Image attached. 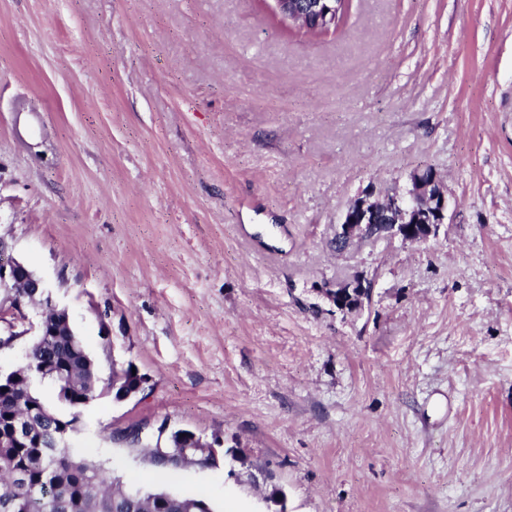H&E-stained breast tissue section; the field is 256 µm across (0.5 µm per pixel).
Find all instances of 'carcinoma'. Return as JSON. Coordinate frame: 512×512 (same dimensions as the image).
Masks as SVG:
<instances>
[{
    "mask_svg": "<svg viewBox=\"0 0 512 512\" xmlns=\"http://www.w3.org/2000/svg\"><path fill=\"white\" fill-rule=\"evenodd\" d=\"M25 298L17 288L0 285V313ZM36 339L26 352V363L0 377V436L9 435L13 424L36 413L52 416L65 425L78 422L79 409L95 396L94 377L98 367L82 340L61 331ZM42 372V379L54 391L45 400L35 389L30 370ZM140 377L132 365L112 366V392L123 399ZM72 410L66 419L54 404ZM213 512L201 495L126 489L117 477L102 467L75 455L69 446H54L48 435L38 434L20 442L0 441V512Z\"/></svg>",
    "mask_w": 512,
    "mask_h": 512,
    "instance_id": "cac0c4a2",
    "label": "carcinoma"
}]
</instances>
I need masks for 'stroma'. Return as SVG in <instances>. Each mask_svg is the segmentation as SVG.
I'll return each mask as SVG.
<instances>
[{
  "label": "stroma",
  "mask_w": 512,
  "mask_h": 512,
  "mask_svg": "<svg viewBox=\"0 0 512 512\" xmlns=\"http://www.w3.org/2000/svg\"><path fill=\"white\" fill-rule=\"evenodd\" d=\"M0 0V237L108 381L72 450L214 512H512V0ZM434 167L425 244L336 249ZM362 274L359 315L325 296ZM219 437L160 465L119 432ZM335 0H273V5L289 18L297 19L304 26L313 21L319 22L334 12ZM136 370V369H135ZM141 379L136 374L132 375V365L128 363L126 366L117 367L116 364L112 366V392L116 400H122L125 395L132 391L138 381ZM181 436L188 441L189 444H192V450L189 454V461H185L182 456L184 454V446L180 445L178 441H167L166 452L169 454V462L171 465L179 466L188 462H198L200 464H208L210 462L209 455L205 454L204 448H215L216 445H219L220 442L217 438H214L212 441L204 439L202 436L197 435L196 433L181 429Z\"/></svg>",
  "instance_id": "1"
}]
</instances>
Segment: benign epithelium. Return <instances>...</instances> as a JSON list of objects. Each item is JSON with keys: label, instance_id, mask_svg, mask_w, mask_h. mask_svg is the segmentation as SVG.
<instances>
[{"label": "benign epithelium", "instance_id": "7a95c632", "mask_svg": "<svg viewBox=\"0 0 512 512\" xmlns=\"http://www.w3.org/2000/svg\"><path fill=\"white\" fill-rule=\"evenodd\" d=\"M335 0H273V5L297 23L318 22L334 12ZM450 189L435 168L413 169L409 184L382 199L374 198L375 190L364 193L346 210L336 232V242L344 248L355 239H399L403 243L424 244L436 236L445 224ZM10 247L0 237V284L28 288L42 298L50 309L56 308L43 282L22 274L23 265L11 254ZM373 291V282L359 275L336 283L327 297L342 314L364 310Z\"/></svg>", "mask_w": 512, "mask_h": 512}]
</instances>
